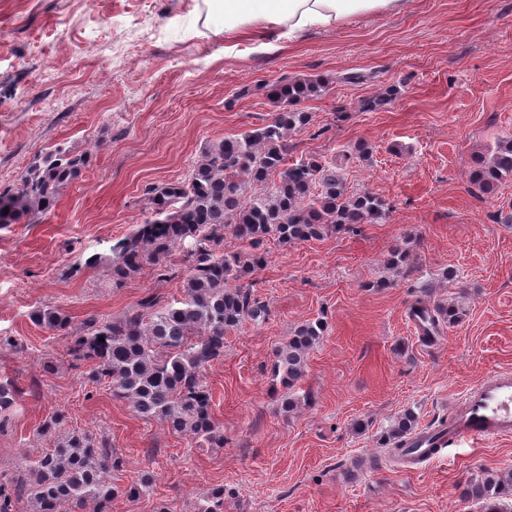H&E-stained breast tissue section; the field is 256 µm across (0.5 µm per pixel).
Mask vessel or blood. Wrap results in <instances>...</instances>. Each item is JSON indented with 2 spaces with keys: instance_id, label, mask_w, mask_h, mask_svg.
Wrapping results in <instances>:
<instances>
[{
  "instance_id": "b4317fda",
  "label": "vessel or blood",
  "mask_w": 512,
  "mask_h": 512,
  "mask_svg": "<svg viewBox=\"0 0 512 512\" xmlns=\"http://www.w3.org/2000/svg\"><path fill=\"white\" fill-rule=\"evenodd\" d=\"M464 406L435 428L418 429L409 441L414 457L439 459L444 449L512 438V373L499 372L462 394Z\"/></svg>"
}]
</instances>
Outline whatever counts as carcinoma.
I'll return each mask as SVG.
<instances>
[{"label":"carcinoma","instance_id":"carcinoma-1","mask_svg":"<svg viewBox=\"0 0 512 512\" xmlns=\"http://www.w3.org/2000/svg\"><path fill=\"white\" fill-rule=\"evenodd\" d=\"M326 88L322 79L266 85L274 108L269 123L210 144L187 179L147 190L150 217L111 245L107 261L112 281L120 283L147 264L167 270L168 258L191 240L187 273L173 301L145 300L120 318L91 315L77 327L60 308L31 313L35 325L67 338L70 353L88 364L84 385L106 384L113 397L128 401L142 417L160 421L172 434L189 436L201 446L224 447L203 371L224 357L229 331L268 312L249 282L262 256L242 259L229 249L226 235L246 239L256 249L270 239L292 245L386 216L378 196L348 194L336 167L314 158L288 163L285 137L311 120L299 105ZM86 164V156L63 147L34 156L13 186L0 192V225L41 222ZM510 175L512 139L475 160L474 178L484 191ZM248 186L256 192L246 202ZM5 208L8 214L3 215ZM420 313L431 329L440 321L458 320L452 305ZM325 330L320 319L308 322L275 350L271 371L288 389L281 404L286 414L301 402L294 388L305 378L308 355ZM19 397L13 383H0V429ZM66 419L58 410L43 421L41 434L51 438L53 447L32 466L0 472V512H15L24 499L34 512H80L88 504L93 512H111L115 497H136L150 487L149 474L125 488L117 485L111 472L123 465L118 451L102 435L66 428ZM416 427L411 411L392 420L380 437L391 459H402L399 442ZM462 497L480 504L481 512H504L512 497V476L483 473L466 484ZM193 512H224V486L212 488Z\"/></svg>","mask_w":512,"mask_h":512}]
</instances>
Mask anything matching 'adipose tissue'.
I'll return each instance as SVG.
<instances>
[{
    "instance_id": "adipose-tissue-1",
    "label": "adipose tissue",
    "mask_w": 512,
    "mask_h": 512,
    "mask_svg": "<svg viewBox=\"0 0 512 512\" xmlns=\"http://www.w3.org/2000/svg\"><path fill=\"white\" fill-rule=\"evenodd\" d=\"M207 4L208 22L223 25L225 32L266 23L294 35L310 28H338L359 15L395 13L404 0H207Z\"/></svg>"
}]
</instances>
